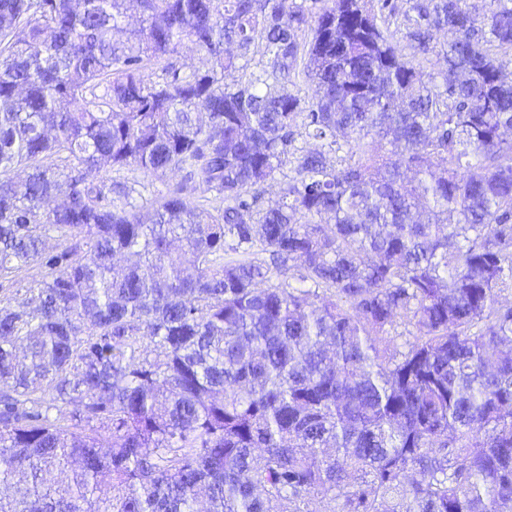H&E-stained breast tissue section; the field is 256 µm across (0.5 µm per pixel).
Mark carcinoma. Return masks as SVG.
I'll return each mask as SVG.
<instances>
[{
	"label": "carcinoma",
	"instance_id": "cac0c4a2",
	"mask_svg": "<svg viewBox=\"0 0 512 512\" xmlns=\"http://www.w3.org/2000/svg\"><path fill=\"white\" fill-rule=\"evenodd\" d=\"M319 2L0 0V512H512V0ZM206 55L191 44L184 45L179 49V53L173 57L177 66L182 67L186 72L194 69H202L206 64ZM183 173H168L162 177H155L145 174L136 167L114 168L104 167L95 173V178L108 180L110 178L135 183L143 196V199H151L155 194L165 193L168 188L181 181ZM144 187V188H143ZM41 269L33 267L32 269L23 272L21 277L17 279L14 284L2 282L0 286V299H11V301L28 299L31 297L29 288L34 285V282L40 279Z\"/></svg>",
	"mask_w": 512,
	"mask_h": 512
}]
</instances>
